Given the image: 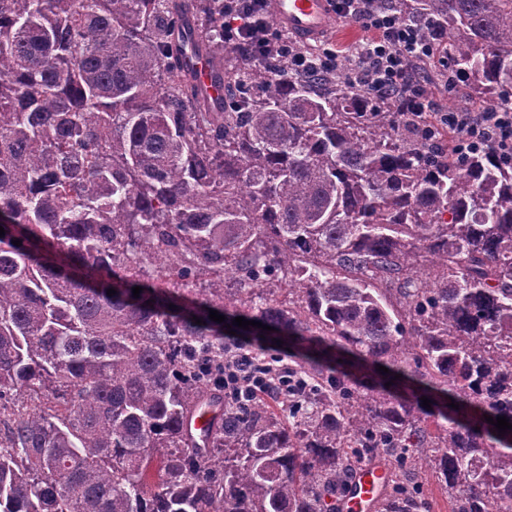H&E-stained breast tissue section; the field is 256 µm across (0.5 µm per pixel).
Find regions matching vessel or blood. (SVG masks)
Returning a JSON list of instances; mask_svg holds the SVG:
<instances>
[{
    "label": "vessel or blood",
    "mask_w": 512,
    "mask_h": 512,
    "mask_svg": "<svg viewBox=\"0 0 512 512\" xmlns=\"http://www.w3.org/2000/svg\"><path fill=\"white\" fill-rule=\"evenodd\" d=\"M270 13L276 24L303 41L330 37L336 31L335 0H270ZM188 69L208 101L222 100L224 84L207 57H191ZM388 480L389 474L381 464L361 469L342 500V512H375Z\"/></svg>",
    "instance_id": "b4317fda"
}]
</instances>
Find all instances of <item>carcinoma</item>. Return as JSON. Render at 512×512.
Wrapping results in <instances>:
<instances>
[{"label":"carcinoma","instance_id":"carcinoma-1","mask_svg":"<svg viewBox=\"0 0 512 512\" xmlns=\"http://www.w3.org/2000/svg\"><path fill=\"white\" fill-rule=\"evenodd\" d=\"M397 8L448 36L458 101L503 102L512 0ZM187 40L239 75L221 103ZM0 226V512H336L376 456L378 512L425 509L424 468L451 512H512V429L486 421L512 424V166L224 52V0H0ZM217 300L458 408L343 373L286 418L227 405ZM188 69L202 95L210 102H219L224 97V82L217 77L212 62L205 56L195 55L188 61Z\"/></svg>","mask_w":512,"mask_h":512}]
</instances>
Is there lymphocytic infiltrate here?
I'll list each match as a JSON object with an SVG mask.
<instances>
[{
  "label": "lymphocytic infiltrate",
  "mask_w": 512,
  "mask_h": 512,
  "mask_svg": "<svg viewBox=\"0 0 512 512\" xmlns=\"http://www.w3.org/2000/svg\"><path fill=\"white\" fill-rule=\"evenodd\" d=\"M224 44L249 48L255 62L270 53L287 56L291 69L315 75L338 68L347 58L352 66L346 77L353 85L394 101L406 123L432 133L447 128L452 134V154L478 145L512 164V102L482 112H439L426 85L419 81V67L434 63L441 46L432 25L418 26L384 0H336L340 18L367 31L362 41L345 48L325 44L314 51L297 45L287 32L275 26L268 0H224ZM289 375L274 357L260 352H240L238 344L224 351V399L232 404L256 399L257 395L284 397Z\"/></svg>",
  "instance_id": "lymphocytic-infiltrate-1"
}]
</instances>
